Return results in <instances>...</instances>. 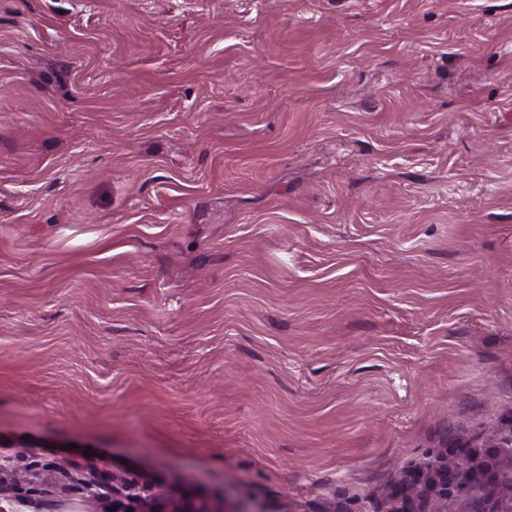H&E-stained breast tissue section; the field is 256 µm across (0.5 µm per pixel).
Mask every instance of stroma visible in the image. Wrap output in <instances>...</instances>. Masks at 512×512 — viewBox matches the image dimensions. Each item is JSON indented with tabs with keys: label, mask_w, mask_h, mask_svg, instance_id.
<instances>
[{
	"label": "stroma",
	"mask_w": 512,
	"mask_h": 512,
	"mask_svg": "<svg viewBox=\"0 0 512 512\" xmlns=\"http://www.w3.org/2000/svg\"><path fill=\"white\" fill-rule=\"evenodd\" d=\"M448 448L512 496V0H0V512H387ZM81 472V483L88 491L89 497L100 499L98 492L101 483L112 484V508L111 512H257L251 510H217L208 507L204 502L195 503L177 491H161L146 493L145 486L140 485L128 474L122 475L100 470L94 465L85 467L76 466Z\"/></svg>",
	"instance_id": "stroma-1"
}]
</instances>
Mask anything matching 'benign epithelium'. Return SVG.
<instances>
[{
  "instance_id": "1",
  "label": "benign epithelium",
  "mask_w": 512,
  "mask_h": 512,
  "mask_svg": "<svg viewBox=\"0 0 512 512\" xmlns=\"http://www.w3.org/2000/svg\"><path fill=\"white\" fill-rule=\"evenodd\" d=\"M81 472V483L92 498L98 497L102 483L112 485V507L115 512H219L205 503H196L177 491L147 492V488L135 479L106 472L94 465L77 467ZM411 487L419 489V496H432L441 501L442 510H448V453L414 472ZM413 497L405 490L395 489L390 496L388 512H416Z\"/></svg>"
}]
</instances>
